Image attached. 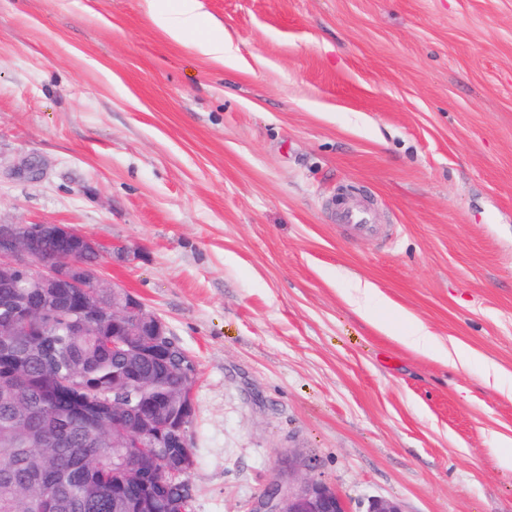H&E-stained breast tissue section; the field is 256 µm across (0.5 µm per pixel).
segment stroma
I'll return each instance as SVG.
<instances>
[{
	"label": "stroma",
	"mask_w": 512,
	"mask_h": 512,
	"mask_svg": "<svg viewBox=\"0 0 512 512\" xmlns=\"http://www.w3.org/2000/svg\"><path fill=\"white\" fill-rule=\"evenodd\" d=\"M177 4L0 0V223L111 250L195 359L196 512L309 456L350 512H512V0H200L179 42ZM198 10L199 0H180L175 9L159 12L156 22L171 38L179 40L185 32L197 26ZM397 340L412 351L428 357L442 360H456L461 364L472 362L476 355L462 344L450 342L446 348L440 344L429 329L422 323L411 322L407 330Z\"/></svg>",
	"instance_id": "obj_1"
}]
</instances>
